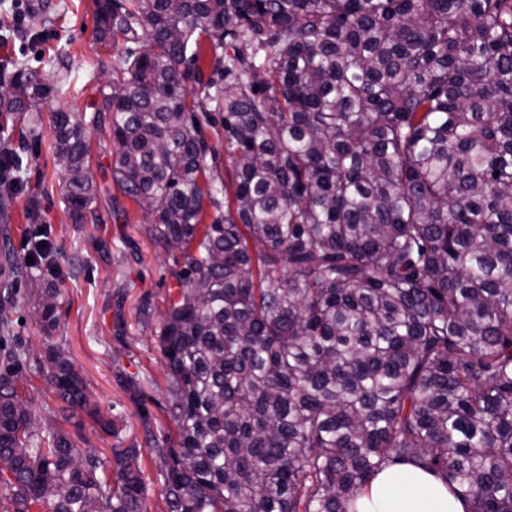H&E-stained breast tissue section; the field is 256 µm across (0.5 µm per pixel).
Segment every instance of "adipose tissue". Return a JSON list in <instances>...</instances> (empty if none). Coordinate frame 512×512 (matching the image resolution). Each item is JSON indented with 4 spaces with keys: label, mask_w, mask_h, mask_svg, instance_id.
Masks as SVG:
<instances>
[{
    "label": "adipose tissue",
    "mask_w": 512,
    "mask_h": 512,
    "mask_svg": "<svg viewBox=\"0 0 512 512\" xmlns=\"http://www.w3.org/2000/svg\"><path fill=\"white\" fill-rule=\"evenodd\" d=\"M358 512H465L463 501L434 476L411 466L380 472L357 502Z\"/></svg>",
    "instance_id": "1"
}]
</instances>
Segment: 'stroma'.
<instances>
[{"label":"stroma","mask_w":512,"mask_h":512,"mask_svg":"<svg viewBox=\"0 0 512 512\" xmlns=\"http://www.w3.org/2000/svg\"><path fill=\"white\" fill-rule=\"evenodd\" d=\"M4 14L20 20L23 31L0 41V64L28 68L71 86L45 103L43 114L59 107L93 112L108 80L94 64L99 57L115 59L119 53L104 51L97 42L92 0H0V16ZM86 138L99 188L100 226L72 221L61 198L64 179L54 164V143L46 129L21 152L24 188L6 227L18 250L41 232L53 242L47 275L63 290L53 339L72 359L102 416L115 423L111 435L89 418L83 427L67 426L66 432L79 449L105 451L144 445L147 432L159 435L173 426L157 324L141 321L138 312L146 301L164 307L176 281L172 258L153 240L143 212L128 198L116 196L112 171L118 147L110 130L90 125ZM33 206L41 214L35 222L27 217ZM128 376L142 382L143 399H132L126 390Z\"/></svg>","instance_id":"35a3bbf8"}]
</instances>
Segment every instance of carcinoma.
I'll return each mask as SVG.
<instances>
[{
    "mask_svg": "<svg viewBox=\"0 0 512 512\" xmlns=\"http://www.w3.org/2000/svg\"><path fill=\"white\" fill-rule=\"evenodd\" d=\"M92 2L98 42L124 56L96 63L110 77L92 117L52 114L54 163L72 219L98 223L85 131L109 127L115 187L179 254L156 331L175 430L74 463L58 420H112L51 341L62 292L32 273L51 243L19 256L6 235L0 512H148L145 453L165 512H356L396 465L469 512H512V0ZM62 93L15 70L0 138L39 139ZM22 167L0 148L5 194ZM23 275L42 359L6 337ZM23 370L60 418L35 420ZM205 109L210 110V114L215 118V125H204V132L208 140L214 145L219 153L218 172L221 177L228 181V177L233 175V164L231 160L224 156V130L220 123L219 112L212 111L214 109L213 103H205Z\"/></svg>",
    "mask_w": 512,
    "mask_h": 512,
    "instance_id": "carcinoma-1",
    "label": "carcinoma"
}]
</instances>
